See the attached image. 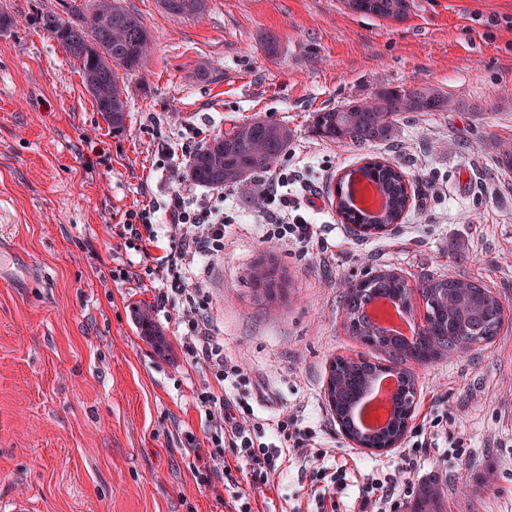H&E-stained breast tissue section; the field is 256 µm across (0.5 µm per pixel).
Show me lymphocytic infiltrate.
<instances>
[{"mask_svg": "<svg viewBox=\"0 0 512 512\" xmlns=\"http://www.w3.org/2000/svg\"><path fill=\"white\" fill-rule=\"evenodd\" d=\"M166 225L154 224V210L132 211L128 221L119 225L117 234L140 254L149 249L159 234H166L169 247L163 255L150 256L151 273L156 274L162 286L154 296L156 307H165L170 296H178L182 307L177 324L182 332L180 342L196 366L216 383H224L232 374H240L239 366L229 364L224 348L214 341L208 315L209 301L197 267L204 255H215L224 250V216L212 209L209 201L192 195L189 187L176 190L165 205ZM197 405L202 408L209 426L204 440L187 438V455L191 456L195 473L205 485L238 481L250 485L267 486L284 469L287 456L297 455L303 460L302 472L321 483L322 498H335L346 484V469L328 470L322 462L327 449L317 447L316 433L301 425L297 415L283 412L270 422L271 428L284 439L283 445L254 443L250 426L224 413V396L212 391L203 392ZM439 419L423 424V438L417 441L412 455L406 458L400 475L388 474L381 478H365L359 492L357 512H400L414 493L413 476L418 471V459L430 448L438 434ZM228 446L232 456L224 458L217 449ZM236 498H243L237 490Z\"/></svg>", "mask_w": 512, "mask_h": 512, "instance_id": "obj_1", "label": "lymphocytic infiltrate"}]
</instances>
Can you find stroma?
Returning a JSON list of instances; mask_svg holds the SVG:
<instances>
[{
	"mask_svg": "<svg viewBox=\"0 0 512 512\" xmlns=\"http://www.w3.org/2000/svg\"><path fill=\"white\" fill-rule=\"evenodd\" d=\"M122 3L154 52L124 78L116 133L35 22L62 0H0L15 20L0 33V497H29L35 512H237L228 488L197 483L184 452L186 435L208 433L195 407L207 377L181 347L180 300L154 307L159 280L112 227L178 189L188 159L171 166L163 151L261 117L294 133L278 163L288 218L319 241L260 242L279 205L260 211L253 177L224 189V252L199 266L214 338L245 377L226 388L229 414L298 412L335 449L328 467L347 469L338 512H354L364 475L397 471L424 416L447 414L423 484L444 489L445 512H512V170L496 162L497 142L512 141V0H410L400 23L345 0H208L180 19L160 0ZM396 85L438 87L457 107L402 114L380 146L311 133L314 111ZM370 155L402 166L413 200L401 223L363 237L340 223L329 186ZM120 265L134 277L113 281ZM259 265L276 268L277 300L254 297ZM380 269L414 288L469 279L504 302L490 345L413 365L412 418L385 452L353 447L324 399L330 359L366 351L344 325L342 291ZM147 307L166 352L139 333ZM304 492L293 463L275 489L247 490L252 512H297Z\"/></svg>",
	"mask_w": 512,
	"mask_h": 512,
	"instance_id": "obj_1",
	"label": "stroma"
}]
</instances>
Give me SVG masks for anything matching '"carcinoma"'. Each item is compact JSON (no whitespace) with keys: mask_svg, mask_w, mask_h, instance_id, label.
Returning a JSON list of instances; mask_svg holds the SVG:
<instances>
[{"mask_svg":"<svg viewBox=\"0 0 512 512\" xmlns=\"http://www.w3.org/2000/svg\"><path fill=\"white\" fill-rule=\"evenodd\" d=\"M207 0H162L164 10L173 17L200 16ZM356 13L400 22L410 10L409 0H347ZM95 0L81 4L66 3L65 16L56 13L37 17L39 27L47 31L79 65L83 85H91L96 111L112 127L121 131L127 116V96L120 87V72H135L147 64L150 35L140 18L112 0L105 19L94 14ZM452 101L443 90L422 86H384L367 98L348 101L331 109L313 113L312 132L322 140L345 142L357 147L386 144L397 132L399 116L405 112H446ZM292 129L269 119H254L234 124L224 134L205 143L190 156L187 176L199 186L222 189L239 183L244 177L265 171L286 153L293 139ZM374 184L385 199L379 214L351 206L345 179L338 181L339 191L331 196L344 224H397L402 219L411 195L406 191L403 172L385 161L372 159L349 172ZM254 290L270 293L276 282L270 271L258 268L252 277ZM421 297L425 317L416 324L415 337L403 343L387 337L365 314L374 299L386 298L409 317H414V297ZM346 327L361 345L388 355L387 363L369 358L338 357L331 362L327 384L331 412L361 441L372 448L387 447L390 434H368L353 420L354 406L370 383L385 367L406 377L405 391L399 396L395 426L405 422L403 413L415 399L416 385L410 362L427 363L444 353L466 351L490 344L503 323V304L489 288L457 277L433 278L412 288L395 273H377L346 284L342 296ZM443 491L434 485L422 488L415 512H442Z\"/></svg>","mask_w":512,"mask_h":512,"instance_id":"obj_1","label":"carcinoma"}]
</instances>
